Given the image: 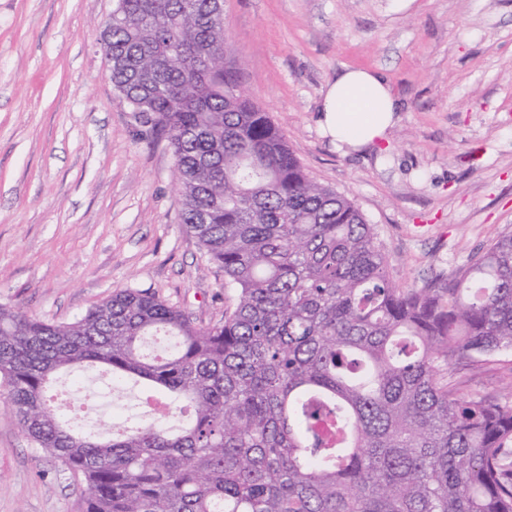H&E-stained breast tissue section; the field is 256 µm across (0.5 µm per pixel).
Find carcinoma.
Listing matches in <instances>:
<instances>
[{
  "label": "carcinoma",
  "mask_w": 512,
  "mask_h": 512,
  "mask_svg": "<svg viewBox=\"0 0 512 512\" xmlns=\"http://www.w3.org/2000/svg\"><path fill=\"white\" fill-rule=\"evenodd\" d=\"M99 44L120 101L168 135L182 224L234 295L212 327L149 288L61 323L0 306V390L33 447L83 478L82 512H512V399L449 373L512 356V231L401 288L362 211L239 89L219 0H114ZM160 334L168 350L144 356ZM85 365L187 424L66 427L45 385Z\"/></svg>",
  "instance_id": "cac0c4a2"
}]
</instances>
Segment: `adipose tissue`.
I'll use <instances>...</instances> for the list:
<instances>
[{
  "label": "adipose tissue",
  "instance_id": "ef3b65f1",
  "mask_svg": "<svg viewBox=\"0 0 512 512\" xmlns=\"http://www.w3.org/2000/svg\"><path fill=\"white\" fill-rule=\"evenodd\" d=\"M398 110L399 101L382 74L346 67L326 85L319 125L337 148L358 152L386 139Z\"/></svg>",
  "mask_w": 512,
  "mask_h": 512
}]
</instances>
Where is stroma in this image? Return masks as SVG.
Returning a JSON list of instances; mask_svg holds the SVG:
<instances>
[{"label":"stroma","mask_w":512,"mask_h":512,"mask_svg":"<svg viewBox=\"0 0 512 512\" xmlns=\"http://www.w3.org/2000/svg\"><path fill=\"white\" fill-rule=\"evenodd\" d=\"M113 0H0V305L72 320L123 288H150L198 327L231 294L181 222L166 136L112 87L98 38ZM227 59L316 182L372 224L392 279L415 288L512 229V0H223ZM382 73L401 103L380 148L322 136L327 83ZM454 378L502 396L512 363ZM49 393L124 429L136 418L88 373ZM81 486L36 451L0 395V512H80Z\"/></svg>","instance_id":"obj_1"}]
</instances>
